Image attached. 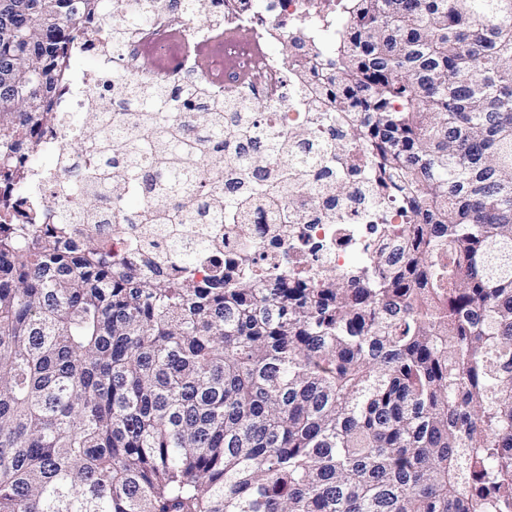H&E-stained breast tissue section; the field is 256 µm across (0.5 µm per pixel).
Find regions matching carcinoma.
Returning a JSON list of instances; mask_svg holds the SVG:
<instances>
[{"mask_svg":"<svg viewBox=\"0 0 512 512\" xmlns=\"http://www.w3.org/2000/svg\"><path fill=\"white\" fill-rule=\"evenodd\" d=\"M101 0H0V180L26 181L60 66ZM335 72L304 83L399 188L385 240L343 270L267 278L196 253L261 203L290 224L304 193L291 134L249 101L191 118L165 83L114 72L71 170L92 212L169 226L166 273L126 262L55 196L24 224L0 197V512H512V0H336ZM336 86L324 97L321 84ZM140 105L138 128L118 112ZM252 143L212 207L206 142ZM138 186L116 194L112 159ZM57 213L34 234L33 216Z\"/></svg>","mask_w":512,"mask_h":512,"instance_id":"obj_1","label":"carcinoma"}]
</instances>
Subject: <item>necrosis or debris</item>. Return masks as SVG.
I'll use <instances>...</instances> for the list:
<instances>
[{"label": "necrosis or debris", "instance_id": "1", "mask_svg": "<svg viewBox=\"0 0 512 512\" xmlns=\"http://www.w3.org/2000/svg\"><path fill=\"white\" fill-rule=\"evenodd\" d=\"M320 2L196 0L193 7L174 8L170 0H155L148 22L128 28L116 43L113 25L124 23L141 4L139 0H105L103 11L74 45L76 52L95 58L94 70L68 71L55 93L56 129L42 139L43 152L52 160L51 174L27 186L13 187V194L31 200L51 193L72 212H81L82 198L71 189L66 174L86 162L89 136L71 130L66 116L98 111L102 99L112 94L116 70L143 83L164 80L217 97L256 102L263 111L275 114L286 130L308 122L310 112L295 89L301 78L329 72L333 61L327 39L316 28ZM243 29L248 30V38H239ZM276 43L287 44V57L271 52ZM147 57L154 61L149 69L142 66ZM68 139L78 142L79 150L67 149L64 142ZM339 168L355 196L334 200L326 194H312L295 222L287 226L278 224L265 206L256 205L245 218L248 237H241L237 225L219 226L198 253V264L209 265L218 256L233 259L250 239L263 257V267L271 273L306 254L313 264L343 267L348 246L367 247L381 235L382 226L358 195L378 180L363 147L344 156ZM76 229L81 237L111 240L117 251L131 254L147 245L155 259L168 255L166 240L151 237L149 225L122 223L115 213L109 223L84 220Z\"/></svg>", "mask_w": 512, "mask_h": 512}]
</instances>
